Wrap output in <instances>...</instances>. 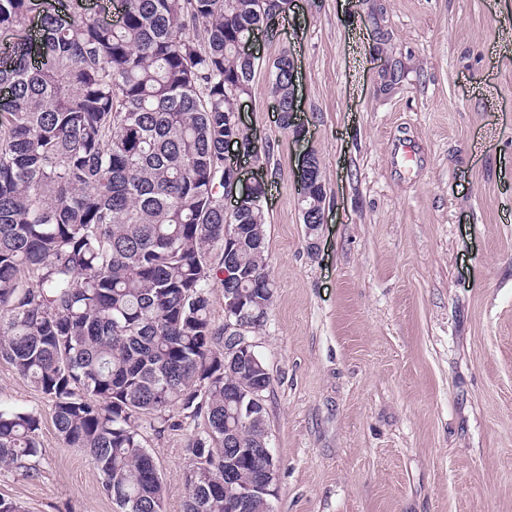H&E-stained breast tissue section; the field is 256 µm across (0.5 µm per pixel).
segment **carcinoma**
<instances>
[{"label":"carcinoma","mask_w":512,"mask_h":512,"mask_svg":"<svg viewBox=\"0 0 512 512\" xmlns=\"http://www.w3.org/2000/svg\"><path fill=\"white\" fill-rule=\"evenodd\" d=\"M119 5L114 24L0 0V359L48 398L120 512H164L140 421L200 416L184 512H235L267 442L238 399L272 377L261 357L224 368L211 295L258 318L273 293L263 206L224 211V142L252 149L227 116L258 67L239 48L273 33L286 0ZM271 71L288 102V54ZM39 424L0 407L1 472L37 474Z\"/></svg>","instance_id":"obj_1"}]
</instances>
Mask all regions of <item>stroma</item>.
Masks as SVG:
<instances>
[{
	"label": "stroma",
	"mask_w": 512,
	"mask_h": 512,
	"mask_svg": "<svg viewBox=\"0 0 512 512\" xmlns=\"http://www.w3.org/2000/svg\"><path fill=\"white\" fill-rule=\"evenodd\" d=\"M242 100L274 295L257 349L279 464L273 512H512V0H293ZM293 56L302 136L273 110ZM320 158L310 250L298 160ZM0 405L40 419L38 474L0 472L24 512H117L51 405L0 361ZM204 419L144 429L184 512Z\"/></svg>",
	"instance_id": "obj_1"
}]
</instances>
